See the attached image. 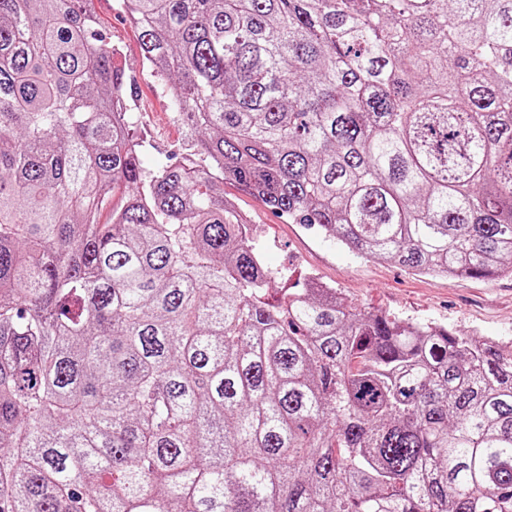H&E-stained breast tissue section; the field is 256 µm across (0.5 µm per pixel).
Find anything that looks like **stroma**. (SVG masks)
I'll list each match as a JSON object with an SVG mask.
<instances>
[{
	"label": "stroma",
	"instance_id": "obj_1",
	"mask_svg": "<svg viewBox=\"0 0 512 512\" xmlns=\"http://www.w3.org/2000/svg\"><path fill=\"white\" fill-rule=\"evenodd\" d=\"M92 8L98 29L123 50L118 65L132 85V129L140 145L141 168L154 169L162 157L181 159L187 147L184 127L170 97L160 92L161 78L142 57L135 26L117 0H93ZM224 194L259 244L265 266L276 273L268 285L269 299H278L312 278L337 289L359 309L432 322L458 335L494 338L504 350H512V278L418 275L390 259L358 256L306 225L289 223L238 183L225 182Z\"/></svg>",
	"mask_w": 512,
	"mask_h": 512
}]
</instances>
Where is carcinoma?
Segmentation results:
<instances>
[{
  "mask_svg": "<svg viewBox=\"0 0 512 512\" xmlns=\"http://www.w3.org/2000/svg\"><path fill=\"white\" fill-rule=\"evenodd\" d=\"M91 2L0 0V512H512V352L268 304L224 199L512 277V0H123L195 135L152 172Z\"/></svg>",
  "mask_w": 512,
  "mask_h": 512,
  "instance_id": "obj_1",
  "label": "carcinoma"
}]
</instances>
